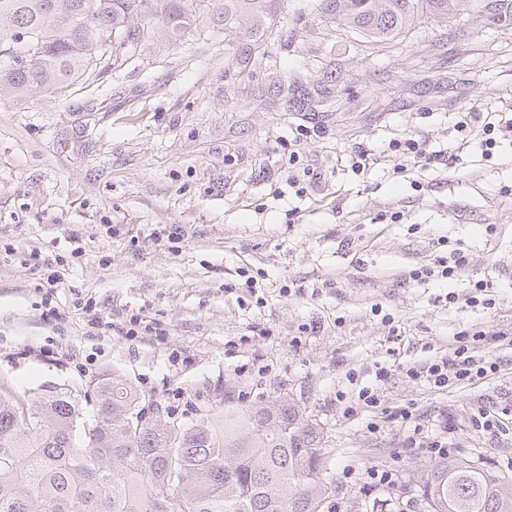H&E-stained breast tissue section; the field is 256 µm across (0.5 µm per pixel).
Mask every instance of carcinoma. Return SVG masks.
I'll list each match as a JSON object with an SVG mask.
<instances>
[{
    "label": "carcinoma",
    "instance_id": "cac0c4a2",
    "mask_svg": "<svg viewBox=\"0 0 512 512\" xmlns=\"http://www.w3.org/2000/svg\"><path fill=\"white\" fill-rule=\"evenodd\" d=\"M0 0V103L68 88L106 57L120 66L130 50L162 32L177 42L202 17L245 46L272 35L276 0ZM490 23L512 26V0H320L336 32L382 48L420 13L436 19L463 5ZM39 37L31 65L8 50L21 33ZM97 419L76 433L79 394L44 386L27 409L0 394V512H320L327 498L323 435L288 396L254 410L189 426H131L140 393L121 376L91 381ZM428 512H512V480L450 454L422 483Z\"/></svg>",
    "mask_w": 512,
    "mask_h": 512
}]
</instances>
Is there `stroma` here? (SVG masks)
<instances>
[{"label":"stroma","instance_id":"stroma-1","mask_svg":"<svg viewBox=\"0 0 512 512\" xmlns=\"http://www.w3.org/2000/svg\"><path fill=\"white\" fill-rule=\"evenodd\" d=\"M272 25L264 66L204 18L120 68L0 105V388L33 407L44 384L69 385L88 424L86 390L112 372L178 425L288 395L323 430V512H421L432 459L404 450L391 417L411 404L429 436L512 477V434L470 423L476 406L512 402V346L471 385L436 391L404 373L461 329H512V132L486 154L476 135L461 147L455 127L459 113L512 106V29L468 11L424 15L381 50L336 36L318 0H279ZM281 75L330 95L299 109ZM407 134L460 147L458 161L394 175L384 146ZM362 148L374 162L361 175ZM292 157L319 176L303 199L274 194ZM457 248L471 278L491 283L492 308L445 307L438 289L405 280ZM380 365L393 369L381 382ZM352 368L387 417L344 414L336 394ZM370 466L398 482L361 490Z\"/></svg>","mask_w":512,"mask_h":512}]
</instances>
